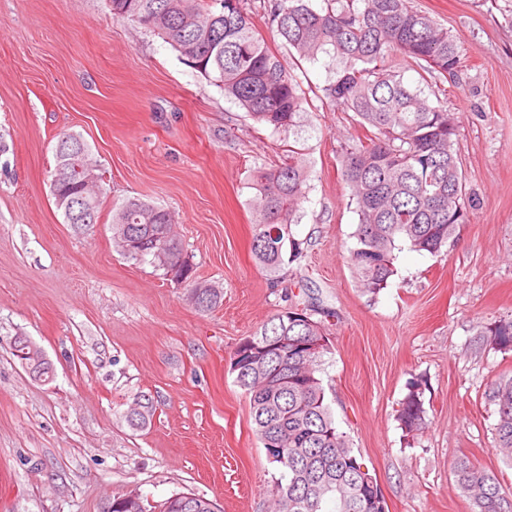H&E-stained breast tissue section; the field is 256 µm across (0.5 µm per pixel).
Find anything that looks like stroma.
Listing matches in <instances>:
<instances>
[{
	"mask_svg": "<svg viewBox=\"0 0 512 512\" xmlns=\"http://www.w3.org/2000/svg\"><path fill=\"white\" fill-rule=\"evenodd\" d=\"M462 46L443 82L474 200L440 253L402 249L376 297L348 251L358 216L340 147L363 136L351 113L312 109L298 139L311 170L292 230L307 255L279 281L251 253L258 165L287 136L247 120L162 38L112 18L104 0H0V512H102L138 490L155 503L193 492L219 512H269L273 473L250 403L230 372L239 342L304 292L334 311L320 376L389 512H469L451 471L468 455L512 487L494 449L492 384L512 350L476 348L480 326L512 318V0H412ZM80 134L106 177L98 224L75 230L51 194L54 147ZM169 210L198 277L224 298L198 311L186 285L112 243L129 198ZM54 378L34 379L16 337ZM423 381L427 426L397 418ZM153 403L144 427L127 409Z\"/></svg>",
	"mask_w": 512,
	"mask_h": 512,
	"instance_id": "35a3bbf8",
	"label": "stroma"
}]
</instances>
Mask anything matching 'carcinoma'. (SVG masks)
<instances>
[{
	"instance_id": "cac0c4a2",
	"label": "carcinoma",
	"mask_w": 512,
	"mask_h": 512,
	"mask_svg": "<svg viewBox=\"0 0 512 512\" xmlns=\"http://www.w3.org/2000/svg\"><path fill=\"white\" fill-rule=\"evenodd\" d=\"M105 0L112 17L156 34L193 68L224 91L254 122L276 135L303 127L304 96L293 68L273 54L256 31L260 15L272 33L295 53V60L325 59L329 72L320 101L353 113L368 132L341 146L340 173L358 216L350 252L362 293L375 296L394 275V251L406 246L437 253L466 222L470 195L456 139L457 116L446 102L431 99L425 88L440 78L456 77L461 45L448 30L412 6L411 0ZM418 67L409 81L396 57ZM91 152L79 135L65 133L55 146V168L67 178L55 190L79 195L67 161ZM310 171L300 148L289 150L279 165H259L250 185L254 234L252 252L270 275L305 257L294 238L306 198ZM171 213L138 198L112 213V240L129 262L150 263L177 281L176 269L189 271L185 283L209 296L208 312L222 301L216 286L195 275L190 256L172 235ZM134 227L137 244L121 248L123 227ZM335 313L290 302L245 337L235 350L230 371L249 396L254 432L267 460L271 498L288 501L282 512H377L364 483L362 462L341 432L326 403L318 376L328 346L309 351L300 344L326 338V322ZM277 336L288 345L262 365L249 362ZM481 346L512 350V320L481 328ZM498 415L494 448L512 462V376L495 381L488 394ZM152 404L137 401L128 411L134 426L146 423ZM398 420L408 433L424 428L422 382H409ZM451 470L470 512H512V490L495 472L477 467L465 454Z\"/></svg>"
}]
</instances>
